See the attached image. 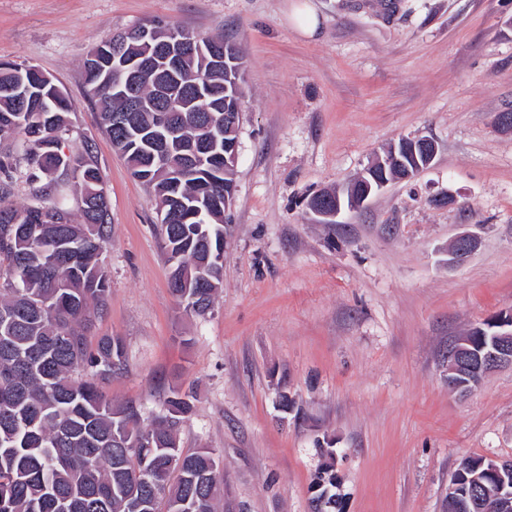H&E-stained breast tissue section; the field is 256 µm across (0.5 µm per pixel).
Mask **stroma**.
Listing matches in <instances>:
<instances>
[{
	"instance_id": "obj_1",
	"label": "stroma",
	"mask_w": 512,
	"mask_h": 512,
	"mask_svg": "<svg viewBox=\"0 0 512 512\" xmlns=\"http://www.w3.org/2000/svg\"><path fill=\"white\" fill-rule=\"evenodd\" d=\"M0 0V59L40 67L74 104L65 150L92 144L110 204L112 283L93 336L125 366L106 387L145 420L193 394L182 448L224 463V512H309L331 443L345 512H448L469 456L512 458V367L448 387V347L512 311V0ZM223 35L244 60L224 281L206 315L172 296L152 194L86 95L89 52L140 23ZM426 136L433 163L318 224L307 199L342 189L383 149ZM481 237L461 266L448 246ZM292 23L303 35L312 36L318 27V18L308 4L298 6L292 14Z\"/></svg>"
}]
</instances>
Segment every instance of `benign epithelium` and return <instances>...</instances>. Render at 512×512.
<instances>
[{"instance_id":"1","label":"benign epithelium","mask_w":512,"mask_h":512,"mask_svg":"<svg viewBox=\"0 0 512 512\" xmlns=\"http://www.w3.org/2000/svg\"><path fill=\"white\" fill-rule=\"evenodd\" d=\"M183 39L176 33L169 34L166 45L160 49L161 60L172 67L178 66L182 51ZM398 146H391L382 156H379L357 178L359 188L351 187L346 194L336 195L330 199L319 194L308 203V209L315 216L317 224H333L336 216L343 210L362 209L369 199L383 189L388 180L379 174L386 169L391 161H396L400 178L409 179L419 171L430 166L436 154V146L432 139L419 137L412 140L411 152L406 157L397 155ZM480 243L477 234L467 231L458 235L448 248V265L457 266L466 261L478 248ZM487 327H496L491 345L481 351L473 349L471 341L465 337L459 338L457 346L448 359V386L457 389V378L473 370L479 365L478 371L487 373L504 365L512 366V312L501 314L485 322ZM492 471L498 477V491L494 500L486 501L472 493L469 500L462 503L461 508L469 512H512V460H489Z\"/></svg>"}]
</instances>
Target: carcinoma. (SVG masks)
<instances>
[{"label": "carcinoma", "mask_w": 512, "mask_h": 512, "mask_svg": "<svg viewBox=\"0 0 512 512\" xmlns=\"http://www.w3.org/2000/svg\"><path fill=\"white\" fill-rule=\"evenodd\" d=\"M139 28L110 38L113 48L133 59L150 58L155 47L137 38ZM180 66L161 62L139 74L141 135L113 118L127 108L112 89V67L84 63L88 96L101 124L125 157L132 175L154 192L157 213L167 217L182 204L203 209L198 219L160 225L170 266L169 285L183 309L210 310L223 286L224 113L241 107L237 50L225 69L210 67V45L224 39L187 33ZM28 87L20 98L12 88ZM223 87L214 96L209 87ZM182 96L178 134L167 133L159 94ZM73 103L54 79L0 66V136L22 137L27 170L0 157V512H217L224 489V464L213 448L185 450L177 431L192 411L191 395L177 389L163 401L165 414L149 424L135 400L116 403L105 385L123 369L124 346L116 336L89 341L107 309L111 288L100 256L110 238V214L101 170L91 146L64 159L47 144L68 131ZM166 139L165 157L147 167L148 145ZM25 179L37 204L6 203ZM78 188L80 220L65 207L63 192ZM488 460L467 457L451 485L466 499L479 476L481 493L498 485ZM335 479L328 463L313 479V496Z\"/></svg>", "instance_id": "1"}]
</instances>
